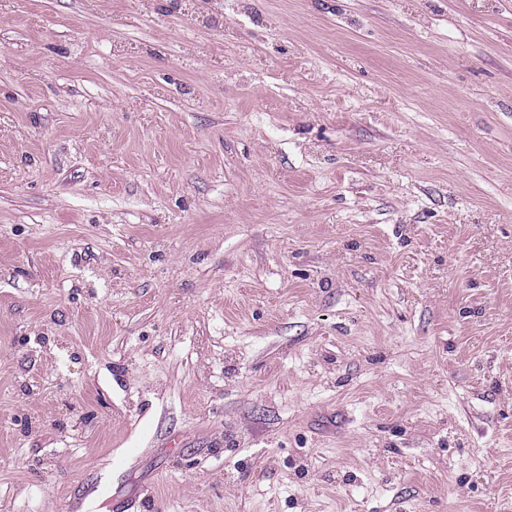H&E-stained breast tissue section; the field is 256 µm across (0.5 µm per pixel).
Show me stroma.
<instances>
[{"label":"stroma","mask_w":512,"mask_h":512,"mask_svg":"<svg viewBox=\"0 0 512 512\" xmlns=\"http://www.w3.org/2000/svg\"><path fill=\"white\" fill-rule=\"evenodd\" d=\"M512 512V0H0V512Z\"/></svg>","instance_id":"stroma-1"}]
</instances>
